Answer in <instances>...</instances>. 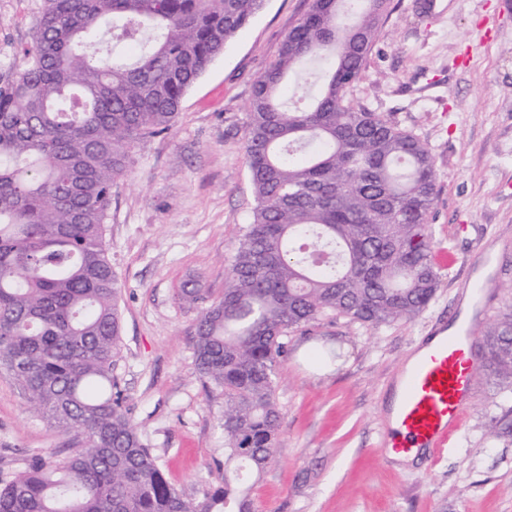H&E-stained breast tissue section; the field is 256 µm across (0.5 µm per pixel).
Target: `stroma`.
<instances>
[{
	"mask_svg": "<svg viewBox=\"0 0 512 512\" xmlns=\"http://www.w3.org/2000/svg\"><path fill=\"white\" fill-rule=\"evenodd\" d=\"M40 0H0V75L30 43ZM309 0H266L184 95L168 134L137 147L112 196L106 242L121 287L122 353L114 374L128 415L180 495L199 501L224 480V395L196 365L197 308L224 273L256 205L245 142L259 72L278 57ZM346 102L424 140L438 166L429 215L440 269L427 310L370 328L322 320L289 333L277 367L280 441L251 489L253 512H512V433L478 380L460 432L438 458L381 451L389 395L420 339L470 315L484 327L512 292V0H390ZM333 350L337 359L324 361ZM71 433L32 414L0 377V480L35 455L59 458Z\"/></svg>",
	"mask_w": 512,
	"mask_h": 512,
	"instance_id": "stroma-1",
	"label": "stroma"
}]
</instances>
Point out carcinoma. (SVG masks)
Returning <instances> with one entry per match:
<instances>
[{
    "mask_svg": "<svg viewBox=\"0 0 512 512\" xmlns=\"http://www.w3.org/2000/svg\"><path fill=\"white\" fill-rule=\"evenodd\" d=\"M264 2L41 0L33 39L0 82V373L77 448L0 481V512H251L244 485L279 443L288 333L324 318L390 326L434 299L436 158L345 102L388 0H310L254 82L245 152L256 206L224 292L196 319L198 372L224 393L223 485L184 499L130 422L113 374L112 189ZM481 359L512 393V296Z\"/></svg>",
    "mask_w": 512,
    "mask_h": 512,
    "instance_id": "1",
    "label": "carcinoma"
}]
</instances>
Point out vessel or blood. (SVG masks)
<instances>
[{"label": "vessel or blood", "mask_w": 512, "mask_h": 512, "mask_svg": "<svg viewBox=\"0 0 512 512\" xmlns=\"http://www.w3.org/2000/svg\"><path fill=\"white\" fill-rule=\"evenodd\" d=\"M470 331L424 340L395 386L385 449L399 456L436 454L461 428L477 382Z\"/></svg>", "instance_id": "vessel-or-blood-1"}]
</instances>
